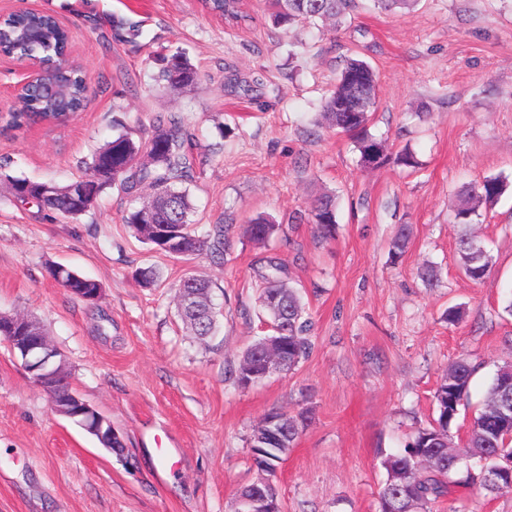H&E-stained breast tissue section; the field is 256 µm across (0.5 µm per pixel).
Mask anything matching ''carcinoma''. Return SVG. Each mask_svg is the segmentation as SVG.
<instances>
[{"label": "carcinoma", "instance_id": "obj_1", "mask_svg": "<svg viewBox=\"0 0 512 512\" xmlns=\"http://www.w3.org/2000/svg\"><path fill=\"white\" fill-rule=\"evenodd\" d=\"M206 8L226 18L239 15V0H202ZM356 0H268L272 16L279 24L298 20L317 21L341 18L355 6ZM67 34L57 19L47 13L22 11L8 16L0 25V52L18 58L34 57L46 64L44 80L29 85L22 94L21 108L10 113L7 127L19 129L27 124L70 116L83 110L91 92L79 70L59 69L55 66L64 49ZM162 77L172 85L195 81L196 72L185 59L174 57L163 70ZM355 79L367 101L361 112L345 111L346 88ZM376 105V76L363 60L348 59L341 69L336 85L324 99V115L330 128L350 136L359 152V164L365 169H377L388 163L405 168L418 166L416 156L408 149L392 153L388 143L369 136L366 132L369 112ZM192 134L178 122L158 119L151 135L135 140L120 133L98 148L92 155L85 174L78 180L56 187L54 196L42 197L37 192L39 183L25 179L12 183L15 197L30 198L40 207L69 218H77L85 211L75 207L74 198L86 191V200L94 202L108 186L119 184L130 193L146 185L151 193L143 204L123 217L143 242L155 251L172 255L177 250L182 258L192 260L207 254L214 262H223L230 225L215 224L204 234L196 233L191 219L193 206L182 185L194 178L189 151L193 147ZM506 190V183L498 177H488L463 190L457 211V223L463 226L457 239L458 266L470 280L483 283L493 268V256L482 241L467 227L478 215L481 204L491 206ZM336 195L324 194L316 199L311 210V223L323 240L336 233ZM282 231V225L266 217H258L247 225L251 241L265 244ZM409 229L401 225L390 242L391 259L401 258L408 248ZM47 273L65 290L80 289L81 297L93 303L101 295V285L77 271L50 265ZM286 266L273 258L266 261L261 271L258 295L259 309L271 324L287 327L288 344L283 348L287 372H292L308 357L312 343V322L307 312L301 289L284 280ZM187 289L176 286L179 315L192 335L204 341L214 335L216 315L210 300L211 283L207 279L191 277ZM266 337L256 340L246 349L233 372L237 386H242L244 371L256 366L255 351ZM476 367L466 359L455 361L437 384L433 401L436 417L427 426L420 427L403 451L381 457L387 479L377 493V512H428L433 506L454 500L456 489L477 485L489 495L505 491L487 478L491 470L512 466V440L506 441L498 425L501 413L512 415V385L504 380L512 375V364L499 367L488 387L481 408L471 421L461 447L452 444L451 425L460 409L469 404V389ZM307 417L281 411L267 413L256 425L251 446L257 453L259 476L240 489L250 496L263 491L278 496L275 487L264 484L277 463L293 447Z\"/></svg>", "mask_w": 512, "mask_h": 512}]
</instances>
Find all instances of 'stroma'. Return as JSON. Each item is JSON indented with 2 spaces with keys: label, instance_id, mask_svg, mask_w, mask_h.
Instances as JSON below:
<instances>
[{
  "label": "stroma",
  "instance_id": "35a3bbf8",
  "mask_svg": "<svg viewBox=\"0 0 512 512\" xmlns=\"http://www.w3.org/2000/svg\"><path fill=\"white\" fill-rule=\"evenodd\" d=\"M240 9L236 23L202 0H0V15L55 16L93 89L73 118L6 128L26 69L0 56V313L47 328L70 385L124 445L109 451L56 414L0 341V512H234L257 476L253 429L273 409L311 417L277 469L283 512H376L380 454L434 417L445 368L461 357L477 366L472 405L451 430L459 446L497 368L512 361V0H416L397 12L359 0L337 22L284 26L266 0ZM176 56L195 68L193 84L159 80ZM349 57L377 77L369 133L409 148L418 169H362L352 139L322 123ZM159 117L199 140L192 219L233 225L225 263H187L139 241L122 222L137 192L107 187L75 219L14 196L11 179L67 185L106 141L140 138ZM493 176L508 187L476 220L494 258L477 284L458 270L455 206L463 186ZM324 192L337 198L329 242L288 222ZM260 214L285 226L265 248L242 234ZM400 224L411 242L394 263L388 242ZM264 257L301 288L313 349L293 373L243 390L228 371L267 333L256 303ZM53 263L98 281L101 298L60 287ZM426 264L438 274L430 286L419 276ZM149 266L159 279L145 288L135 272ZM190 274L211 281L221 312L206 344L174 302ZM452 307L465 311L455 325Z\"/></svg>",
  "mask_w": 512,
  "mask_h": 512
}]
</instances>
